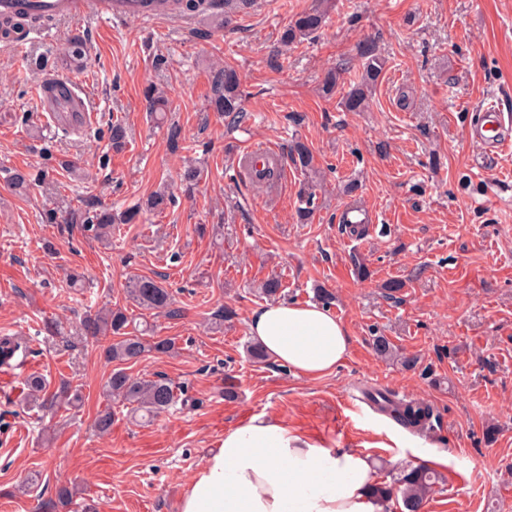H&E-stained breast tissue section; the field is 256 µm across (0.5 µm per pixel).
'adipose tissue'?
<instances>
[{
  "label": "adipose tissue",
  "mask_w": 512,
  "mask_h": 512,
  "mask_svg": "<svg viewBox=\"0 0 512 512\" xmlns=\"http://www.w3.org/2000/svg\"><path fill=\"white\" fill-rule=\"evenodd\" d=\"M248 333L268 358L306 378L333 373L350 354L345 325L314 303L261 306ZM371 486V465L359 451L330 448L276 418L255 416L225 430L179 512H382Z\"/></svg>",
  "instance_id": "ef3b65f1"
}]
</instances>
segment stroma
Returning <instances> with one entry per match:
<instances>
[{
    "instance_id": "1",
    "label": "stroma",
    "mask_w": 512,
    "mask_h": 512,
    "mask_svg": "<svg viewBox=\"0 0 512 512\" xmlns=\"http://www.w3.org/2000/svg\"><path fill=\"white\" fill-rule=\"evenodd\" d=\"M311 4L256 0L228 25L205 16L189 25L171 16L62 20L24 45L0 41V336L27 344L26 364L0 367V512H82L86 504L179 512L225 430L261 414L357 449L378 483L428 464L442 481L425 512H512V148L483 163L470 135L476 110L491 101L503 104L500 124L512 133V0H337L325 28L271 69L280 31ZM75 36L89 47L82 70L60 61ZM369 36L386 69L367 110L347 112L339 93L323 92L322 75L346 59L357 80V48ZM224 65L237 69L246 93V118L233 128L208 103L211 73ZM50 75L85 92L95 127L69 131L41 111L36 94ZM150 84L172 103L180 150L147 115ZM116 116L130 135L120 151L100 137ZM295 135L322 172L318 208L305 224L296 210L307 174L290 167L262 189L235 163L253 143L282 148ZM45 146L80 167L65 196L40 186L15 194L11 173L41 167ZM190 164L206 176L188 194L180 175ZM352 180L358 190L343 194ZM162 187L177 205L145 210ZM86 195L119 210L142 205L139 223L123 225L108 246L45 223L62 198ZM349 207L366 215L365 235L341 232ZM358 260L367 279L354 275ZM133 274L161 278L185 314L152 322L155 336L174 339L172 355L125 370L164 376L194 403L145 426L116 408L101 436L93 422L114 366L101 344L79 336V321L104 307L139 318L125 291ZM271 276L285 302H316L320 288L334 294L331 311L351 351L331 375L308 379L249 356L248 319L266 303L256 289ZM391 279L406 283L393 299L384 288ZM226 308L233 318L210 329ZM376 333L417 357L416 366L378 359ZM33 373L53 390L64 380L81 384V408L27 409ZM230 384L237 396L228 401ZM366 388L426 399L439 421L423 436L389 427L384 416L363 420L348 399ZM62 485L76 488L64 507L56 503Z\"/></svg>"
}]
</instances>
